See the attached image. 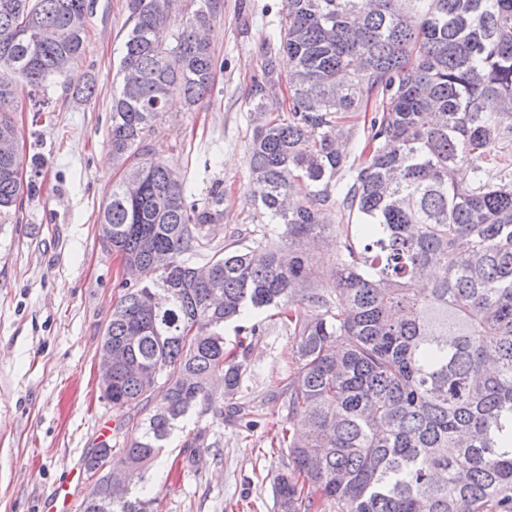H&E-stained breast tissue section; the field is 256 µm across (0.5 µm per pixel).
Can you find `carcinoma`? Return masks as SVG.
I'll return each mask as SVG.
<instances>
[{
  "label": "carcinoma",
  "mask_w": 512,
  "mask_h": 512,
  "mask_svg": "<svg viewBox=\"0 0 512 512\" xmlns=\"http://www.w3.org/2000/svg\"><path fill=\"white\" fill-rule=\"evenodd\" d=\"M167 45L176 0H126L122 79L107 142L123 169L100 207L105 248L137 273L112 308V409L162 402L126 447L87 459L82 512H156L146 472L200 404L210 379L241 383L224 324L288 307L300 366L288 387L287 462L277 512H512V0H287L278 51L255 85L248 166L255 218L279 229L197 266L203 205L146 157L144 141L178 96L213 88L205 36L220 0H199ZM91 0H0V141L19 74L35 90L70 79L85 55ZM288 64V117L270 118L265 83ZM371 111L359 163L337 144L338 114ZM468 167L471 181L456 174ZM15 154L0 153V220L22 206ZM355 217L336 253L333 293L300 244L327 227L333 198ZM125 461V481L101 468Z\"/></svg>",
  "instance_id": "obj_1"
}]
</instances>
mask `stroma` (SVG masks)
<instances>
[{
  "mask_svg": "<svg viewBox=\"0 0 512 512\" xmlns=\"http://www.w3.org/2000/svg\"><path fill=\"white\" fill-rule=\"evenodd\" d=\"M210 39L221 67L195 106L174 100L146 144L150 156L195 188L224 192V218L207 225L192 263L270 232L254 221L246 149L250 96L270 53L268 31L285 0H221ZM125 0H97L86 56L72 83L53 78L36 98L19 91L11 115L17 156L34 189L0 223V512H49L58 489L80 508L93 479L84 460L130 441L143 412L115 411L99 389L97 351L126 274L98 236L99 207L119 171L107 145ZM93 78L91 99L75 86ZM243 354L237 391L215 387L203 415H190L147 475L157 512H275V450L288 418L285 387L298 367L297 338L270 307L224 328Z\"/></svg>",
  "mask_w": 512,
  "mask_h": 512,
  "instance_id": "35a3bbf8",
  "label": "stroma"
}]
</instances>
